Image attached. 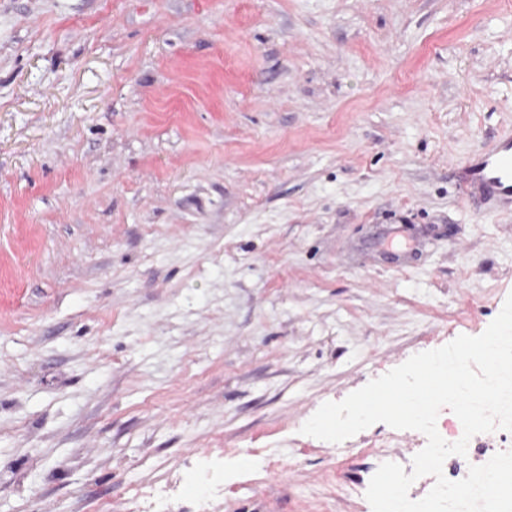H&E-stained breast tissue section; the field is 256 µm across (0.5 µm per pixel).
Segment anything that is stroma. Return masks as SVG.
Here are the masks:
<instances>
[{"label": "stroma", "instance_id": "35a3bbf8", "mask_svg": "<svg viewBox=\"0 0 512 512\" xmlns=\"http://www.w3.org/2000/svg\"><path fill=\"white\" fill-rule=\"evenodd\" d=\"M506 127L512 0H0V512H371L300 429L498 315ZM472 180L489 194L512 199V131H504L499 142L469 166Z\"/></svg>", "mask_w": 512, "mask_h": 512}]
</instances>
